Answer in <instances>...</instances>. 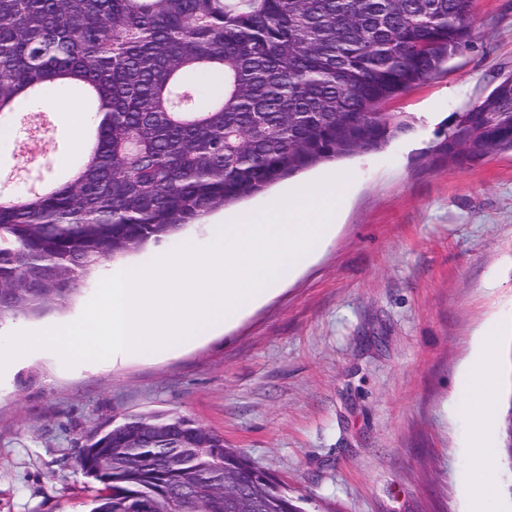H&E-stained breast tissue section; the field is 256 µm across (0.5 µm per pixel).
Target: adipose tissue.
Wrapping results in <instances>:
<instances>
[{
    "label": "adipose tissue",
    "mask_w": 512,
    "mask_h": 512,
    "mask_svg": "<svg viewBox=\"0 0 512 512\" xmlns=\"http://www.w3.org/2000/svg\"><path fill=\"white\" fill-rule=\"evenodd\" d=\"M492 357L493 350L488 347L481 357L472 362L466 375L465 389L460 397L461 405L478 423V428L469 442L470 455L475 463L473 479L479 491L474 512H489L496 492L488 467L494 448L485 437L493 425V414L496 409L497 378L491 363Z\"/></svg>",
    "instance_id": "1"
}]
</instances>
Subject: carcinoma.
I'll list each match as a JSON object with an SVG mask.
<instances>
[{
	"label": "carcinoma",
	"mask_w": 512,
	"mask_h": 512,
	"mask_svg": "<svg viewBox=\"0 0 512 512\" xmlns=\"http://www.w3.org/2000/svg\"><path fill=\"white\" fill-rule=\"evenodd\" d=\"M473 0H0V123L46 85L92 100L71 179L0 199V319L68 297L100 262L411 129L387 111L471 48ZM203 76L219 80L205 92ZM462 167L512 151V77L457 113ZM501 457L512 464V396ZM89 512H304L224 436L177 413L81 438Z\"/></svg>",
	"instance_id": "1"
}]
</instances>
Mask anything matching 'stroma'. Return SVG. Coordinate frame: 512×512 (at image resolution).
<instances>
[{
  "label": "stroma",
  "instance_id": "obj_1",
  "mask_svg": "<svg viewBox=\"0 0 512 512\" xmlns=\"http://www.w3.org/2000/svg\"><path fill=\"white\" fill-rule=\"evenodd\" d=\"M473 48L396 99L411 131L319 165L350 193L335 235L223 331L164 358L72 366L37 354L0 373V512H89L98 483L78 463L103 418L178 413L277 477L306 512H469L472 422L458 397L486 330L497 335L500 398L512 393V152L454 167L436 152L453 114L512 75V0H475ZM18 112L0 142V193L71 175L68 113ZM257 195L175 237L97 265L65 301L0 320L11 335L74 322L100 280L191 240L204 247Z\"/></svg>",
  "mask_w": 512,
  "mask_h": 512
}]
</instances>
